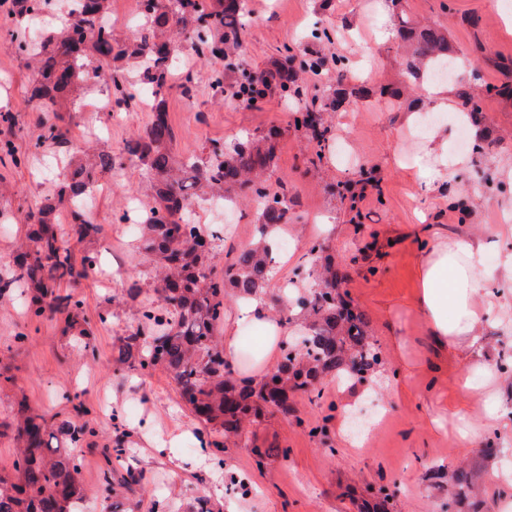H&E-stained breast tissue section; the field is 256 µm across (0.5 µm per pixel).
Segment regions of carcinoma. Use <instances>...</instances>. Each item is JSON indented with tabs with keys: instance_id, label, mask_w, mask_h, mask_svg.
<instances>
[{
	"instance_id": "1",
	"label": "carcinoma",
	"mask_w": 512,
	"mask_h": 512,
	"mask_svg": "<svg viewBox=\"0 0 512 512\" xmlns=\"http://www.w3.org/2000/svg\"><path fill=\"white\" fill-rule=\"evenodd\" d=\"M17 11L28 18L43 10V0H15ZM143 12L153 24L152 33L130 41L114 38L106 23L108 0H72L67 17L40 42H29L24 33L11 34L10 44L38 64L40 78L33 85L31 100L44 111H55L58 98L77 93L82 76L92 70L97 77L112 60L125 56L143 59L141 83L159 91L170 76L169 59L175 32L169 20L191 28L196 39L194 51L223 57L242 42L247 15L245 0H141ZM398 35L412 50L402 60L405 75L420 77L422 65L435 72L448 60V38L436 26L416 29L401 19ZM235 87L246 97L242 102L264 97L275 91L302 95L297 70L319 74L314 58L286 56L277 64L255 72L238 62ZM108 85L115 101L129 104L134 99L122 78L109 74ZM256 95H251V92ZM473 116L482 109L478 104L480 86L466 85L458 91ZM311 130L319 150L329 141V131L319 128L316 116L305 112L297 118ZM173 138L167 112L155 107L142 134L126 146L132 156L146 162L154 184L155 204L142 220L140 249L146 253L160 276L154 289L156 298L144 302L135 330L119 339L115 363L141 373L160 367L174 376L181 399L191 413L222 440L211 442L216 448L224 441L242 437L244 424L258 418L264 409L275 408L283 414L291 411L290 398L297 394H321L318 385L327 377L362 380L380 363V352L368 333V320L339 291L342 275L327 261L309 286L294 285L295 305L304 317L305 332L299 340L281 348L273 370L258 381L238 379L224 358V343L216 328L224 321L227 301H241L261 295L269 288L273 256L266 244L273 230L284 223L288 197L271 190L260 178L272 160V147L248 139L229 151L216 147L208 165L194 163L174 166L167 143ZM115 167V158L101 154L77 164L57 191L58 201H76L99 175ZM193 191H232L238 197H250L261 205L262 224L258 236L242 248L235 260L224 266V276L213 273L210 259L216 242L223 236L191 224L184 218ZM55 209L45 204L30 215L35 229L29 235L27 249L13 256L16 276L0 281V292L11 286L32 293L31 312L41 316L47 311L70 313L80 308L71 294L61 296L55 288L65 280L79 283L92 272L95 257L75 260L62 248L57 223L49 214ZM75 234L80 239L98 233V227L70 212ZM54 433L70 443L68 448H52L47 442L46 419L32 411L26 400L17 403L14 420L0 424V437L9 438L16 448L11 469L0 471V512H78L85 500L80 481V458L74 454L88 433L84 424L65 418L55 425ZM126 449L121 444L104 451L107 468L99 493L116 499L121 492L136 494L145 490L144 477L131 469L120 471L112 461H120Z\"/></svg>"
}]
</instances>
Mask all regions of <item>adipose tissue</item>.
Listing matches in <instances>:
<instances>
[{"label": "adipose tissue", "instance_id": "ef3b65f1", "mask_svg": "<svg viewBox=\"0 0 512 512\" xmlns=\"http://www.w3.org/2000/svg\"><path fill=\"white\" fill-rule=\"evenodd\" d=\"M482 242L470 234H456L429 244L420 258L416 308L429 326L435 346L442 350H466L471 354L469 370L481 378L476 392L487 391L498 377L496 363L481 349L477 327L493 310V290L512 292V255L502 266L484 270L477 263ZM259 324L264 328L255 349V363L248 375L260 378L286 330L271 319L264 297L236 304L224 318V351L232 369H239L238 334L244 326Z\"/></svg>", "mask_w": 512, "mask_h": 512}]
</instances>
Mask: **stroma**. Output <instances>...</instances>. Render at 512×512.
Wrapping results in <instances>:
<instances>
[{
  "label": "stroma",
  "instance_id": "stroma-1",
  "mask_svg": "<svg viewBox=\"0 0 512 512\" xmlns=\"http://www.w3.org/2000/svg\"><path fill=\"white\" fill-rule=\"evenodd\" d=\"M244 61L262 70L285 52L310 50L329 72L301 74L303 95H274L246 107L210 85L223 61L196 55L179 45L171 58V78L163 93L174 138L167 148L175 160L207 165L216 146L231 149L246 139L276 131L274 156L266 172L272 189L288 196L286 223L279 238L292 246L289 259L273 273L280 285L332 258L343 275L340 292L348 294L369 320L381 362L371 378L340 382L324 379L321 395H296L292 411H269L247 429L237 444L200 450L205 430L181 402L171 375L159 370L143 376L113 366V347L139 322V305L127 290L139 284L142 297L153 296L155 273L145 262L137 236L120 214L130 200L151 205V181L138 159L125 155L128 141L147 125L152 105L107 108L104 78L87 79L76 97L63 98L57 112L36 111L28 89L36 77L29 59L8 47V35L32 23L19 16L10 0H0V112L12 124H0V140L11 142L20 163L0 153V278L12 275V255L26 241L30 213L54 199L72 164L100 155L120 157V167L103 174L93 208L84 217L99 227L81 240L70 217H63V248L73 258L97 254L111 244L112 258L123 270L111 283L89 275L58 287L71 294L97 322L90 343L66 331L62 316L28 314L24 293L11 288L0 296V360L14 384L0 387V421L9 420L18 397L46 418L78 415L92 434L77 448L84 512H105L98 496L106 467L103 448L123 443L122 465L143 472L147 492L125 512H190L194 499L207 495L214 512L238 504L244 512H366L369 488L386 487L385 512H506L512 502V423L499 421L491 433L496 451L458 442L459 414L479 420L485 400L464 383L469 374L461 351L436 352L425 320L413 298L424 225L441 233L467 232L487 247L483 268L498 267L512 253V227L503 213L512 205V85L500 60H512V28L497 0H248ZM433 23L448 34L456 60L445 89L479 79L482 94L477 124L468 126L464 146H457L456 126L442 122L430 129H409L408 113L425 114V78L402 72L403 49L394 22ZM348 64L345 82H337L336 60ZM192 75L190 96L180 83ZM364 82L368 96L350 98L339 111L328 104L341 86ZM314 107L330 129L328 148L318 150L296 113ZM68 129L69 141L41 143V126ZM446 141L447 151L470 158L467 169L447 192L428 190L443 166L427 158L423 142L430 132ZM482 140V152L471 142ZM463 196L464 207L449 205L448 192ZM186 214L192 223L215 230L230 226L212 260L215 274L253 238L261 222L257 204L220 197L192 199ZM328 242L327 251L318 243ZM512 297L501 298L496 312L480 327L483 349L502 362L512 361ZM24 342H16L17 334ZM276 454L257 463L253 447ZM470 476L471 490L451 479L458 468ZM481 508H474V500Z\"/></svg>",
  "mask_w": 512,
  "mask_h": 512
}]
</instances>
